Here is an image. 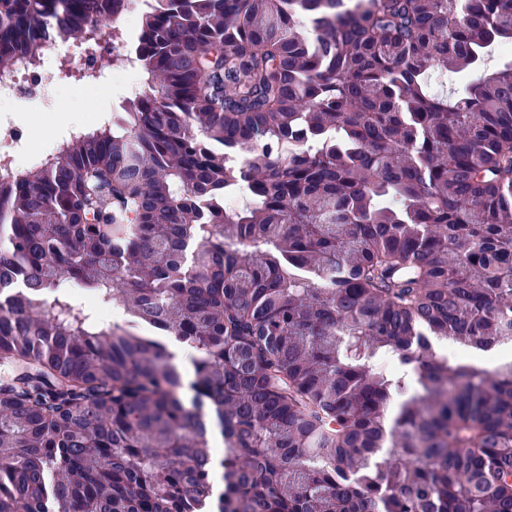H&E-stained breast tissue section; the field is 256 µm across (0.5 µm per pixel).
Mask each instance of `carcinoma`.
<instances>
[{
  "instance_id": "1",
  "label": "carcinoma",
  "mask_w": 512,
  "mask_h": 512,
  "mask_svg": "<svg viewBox=\"0 0 512 512\" xmlns=\"http://www.w3.org/2000/svg\"><path fill=\"white\" fill-rule=\"evenodd\" d=\"M115 9L0 0V69ZM507 45L512 0L141 9L143 90L0 184V512H512V362L431 347L512 336Z\"/></svg>"
}]
</instances>
